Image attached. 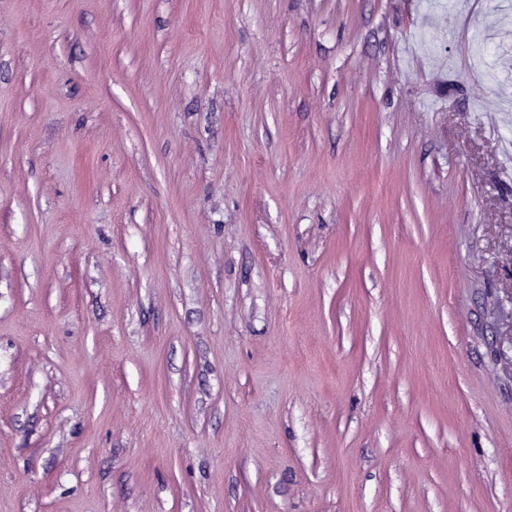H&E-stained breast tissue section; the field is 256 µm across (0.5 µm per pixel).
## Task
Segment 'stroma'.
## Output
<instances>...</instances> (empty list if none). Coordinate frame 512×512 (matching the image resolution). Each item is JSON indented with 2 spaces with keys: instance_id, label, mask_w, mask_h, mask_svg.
I'll return each instance as SVG.
<instances>
[{
  "instance_id": "1",
  "label": "stroma",
  "mask_w": 512,
  "mask_h": 512,
  "mask_svg": "<svg viewBox=\"0 0 512 512\" xmlns=\"http://www.w3.org/2000/svg\"><path fill=\"white\" fill-rule=\"evenodd\" d=\"M0 512H512V0H0Z\"/></svg>"
}]
</instances>
